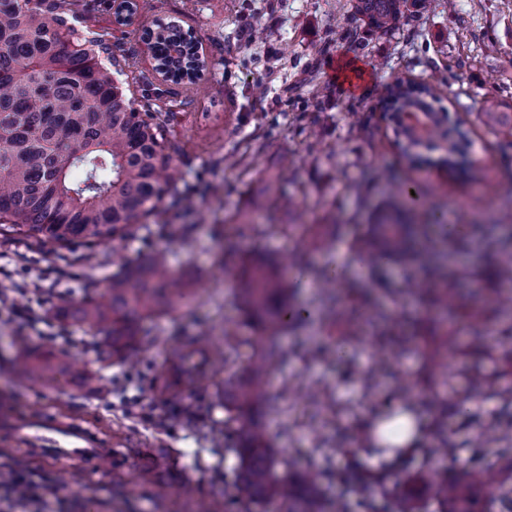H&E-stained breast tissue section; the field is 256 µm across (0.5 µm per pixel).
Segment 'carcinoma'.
<instances>
[{
    "label": "carcinoma",
    "instance_id": "1",
    "mask_svg": "<svg viewBox=\"0 0 512 512\" xmlns=\"http://www.w3.org/2000/svg\"><path fill=\"white\" fill-rule=\"evenodd\" d=\"M79 0H0V233L18 235L43 244L69 248L92 247L108 239H120L125 230L158 211L165 195L182 181L175 157L169 152L164 127L149 112H140L112 79L100 59L104 43L87 39L76 24ZM408 9V0H355L351 13L336 18V33L357 35L358 23L388 32L398 26ZM155 70L172 72V52L179 50L181 67L197 73L206 67L192 40L181 26L159 24L151 34ZM439 88L408 81L395 83L389 91L392 114L428 112L432 125L428 138L419 142L396 126V144L409 170L446 166L476 181L481 170L471 161L473 141L461 121H450L447 110L434 106ZM487 101L481 113L483 124L494 130L512 124L511 112L496 111ZM440 152L434 157L432 153ZM501 208L509 223L500 225L512 239V182L500 188ZM410 225L396 211L385 213L375 225V236L362 251L378 248L391 259L407 254ZM418 265L428 278L440 275L434 253L420 254ZM291 273L273 262L241 261L238 278L240 303L248 321L265 329L286 321L301 322L300 309L288 298L298 278L312 276L323 300L336 304V291L345 287L331 270L314 271L302 257L288 264ZM490 279L512 284V246L499 248L487 272ZM191 280L177 276L165 252L156 251L140 261L122 265L112 274L104 300L86 299L57 309L60 321L103 340L93 346L96 359L128 362L131 355L151 339L140 333L146 319L167 316L194 296ZM444 308L459 313L470 330L482 337L479 348L493 350L489 329L470 300L452 288L436 298ZM17 343L22 349L15 363L18 378L56 389L72 381L106 394L109 387L87 364L73 363L54 340L33 344L27 337ZM306 356V348L294 353L278 337L265 339L260 355L239 374L224 379L226 427L237 441L239 465L232 493L241 502L276 504L280 512H352L348 494L332 501L319 493L316 473H279V459L266 439L257 413L268 401L267 365H288L292 355ZM186 369L175 383L189 388L205 380L213 366L212 354L202 338L192 339L180 356ZM396 396L412 403L418 393L413 382L401 378ZM512 440V432L496 421L479 428L471 452L491 440ZM336 482L360 494L363 512H377L382 482L368 476L329 471ZM427 494L437 512H485L488 503L499 512H512V480L485 473L473 481L448 479V473H421L406 491L391 498L390 512H420L417 502Z\"/></svg>",
    "mask_w": 512,
    "mask_h": 512
}]
</instances>
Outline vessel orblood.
Here are the masks:
<instances>
[{"label": "vessel or blood", "mask_w": 512, "mask_h": 512, "mask_svg": "<svg viewBox=\"0 0 512 512\" xmlns=\"http://www.w3.org/2000/svg\"><path fill=\"white\" fill-rule=\"evenodd\" d=\"M0 430L24 445L51 449L54 455H78L90 459L111 458V449L101 444L96 432L65 417L35 414L0 419Z\"/></svg>", "instance_id": "b4317fda"}]
</instances>
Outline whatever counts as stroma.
Returning <instances> with one entry per match:
<instances>
[{
	"mask_svg": "<svg viewBox=\"0 0 512 512\" xmlns=\"http://www.w3.org/2000/svg\"><path fill=\"white\" fill-rule=\"evenodd\" d=\"M351 0H142L127 22L115 19L113 0H95L90 36L102 38L117 59L112 76L137 106L162 105L166 137L186 182L199 186L192 211L173 207L127 230V259L165 251L171 268L195 282L192 303L172 315L143 321L151 342L136 366L98 362L92 336L63 325L59 306L104 292L116 270L111 242L87 249H57L49 244L0 235V299L13 315L0 314V414L38 410L65 415L95 429L111 442L112 464L50 461L0 434V468L35 472L49 497L68 495L70 512H275L274 506L245 509L231 492L238 458L223 433L227 414L219 384L197 387L187 401L196 408L191 423L173 426L166 394L150 388L176 359L187 339L207 331L216 344L238 343L231 371L239 372L258 353L255 329L245 326L235 296L232 265H219L225 240L237 256L287 259L302 250L315 268L337 266L356 289L339 295L327 314L311 280L293 297L306 308L307 322L277 332L288 345L332 346L344 336L363 337L343 360L311 363L293 359L270 366L274 406L259 418L279 459L303 471L325 466L363 476L379 471L384 460L370 450L371 418L396 404L395 377L409 378L427 396L418 414L423 424L420 448L396 460L395 470L413 475L426 464L447 468L449 477L468 479L493 467L512 476V445L491 442L478 455L469 447L477 426L512 417V405L492 393L475 402L471 418L455 405L470 392L469 373L497 376L502 387L506 356L512 355V319L497 316L500 297L512 287L487 278L502 233L492 221L499 208L497 184L512 174V130L490 131L479 114L485 97L501 111L512 110V0H428L410 7L397 28L381 35L360 28L356 40L336 37V16ZM173 21L193 30L199 52L210 64L200 86L161 80L143 41L145 28ZM250 41H243L242 30ZM368 64L372 76L347 88L331 74L337 58ZM441 83L443 107L472 131V155L484 170L477 183H460L435 168L406 170L395 145L385 97L396 80ZM389 168L427 194L426 203L399 201L417 235L416 246L456 256V286L469 294L500 335L493 353L470 352L473 335L464 319L444 318L435 304L442 281L412 292L402 272L384 259L370 266L358 248L370 236L388 195L372 178L375 167ZM293 197V210L277 207L275 196ZM467 224L483 223L465 241L448 238L435 223L433 208ZM185 225L171 235V225ZM395 308L394 318L378 311ZM458 340L437 343L443 327ZM59 335L71 357L92 363L104 382L126 385L124 397L97 396L75 384L54 391L14 379L11 364L18 337L32 332ZM294 391L279 396L281 384ZM448 424L458 453L426 457ZM138 448L156 465L151 480L140 476Z\"/></svg>",
	"mask_w": 512,
	"mask_h": 512,
	"instance_id": "obj_1",
	"label": "stroma"
}]
</instances>
